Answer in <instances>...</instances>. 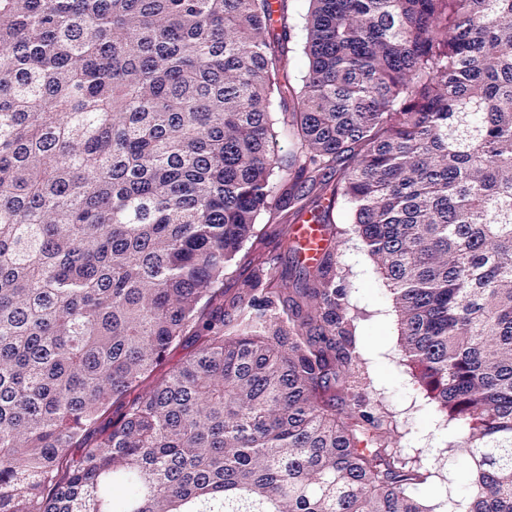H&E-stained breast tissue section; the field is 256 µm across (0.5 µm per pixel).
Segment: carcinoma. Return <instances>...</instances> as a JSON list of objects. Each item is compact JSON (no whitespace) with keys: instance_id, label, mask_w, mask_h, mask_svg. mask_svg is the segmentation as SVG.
I'll return each mask as SVG.
<instances>
[{"instance_id":"obj_1","label":"carcinoma","mask_w":512,"mask_h":512,"mask_svg":"<svg viewBox=\"0 0 512 512\" xmlns=\"http://www.w3.org/2000/svg\"><path fill=\"white\" fill-rule=\"evenodd\" d=\"M309 3L297 91L288 0H0V512H430L333 253L211 310L316 185L463 426L455 509L512 512V0ZM241 256L234 262L229 275L224 277V282L219 288L224 289V300L235 295L240 288H243L246 281L254 278L256 266L250 263V257Z\"/></svg>"}]
</instances>
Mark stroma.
Segmentation results:
<instances>
[{"label": "stroma", "mask_w": 512, "mask_h": 512, "mask_svg": "<svg viewBox=\"0 0 512 512\" xmlns=\"http://www.w3.org/2000/svg\"><path fill=\"white\" fill-rule=\"evenodd\" d=\"M308 0H289L290 40L288 75L302 87L307 59L302 50ZM291 208L275 216L261 214L250 248L263 254L269 273L298 269L297 254L282 240L284 225L293 224ZM334 260L343 273L347 312L354 324L357 350L370 381L367 409L388 421L392 442L409 463L426 467L431 477L414 489V496L431 512H447L470 474L471 458L457 420L441 409L420 385L416 372L402 355L400 325L385 280L369 258L359 237L351 235L334 246Z\"/></svg>", "instance_id": "stroma-1"}]
</instances>
